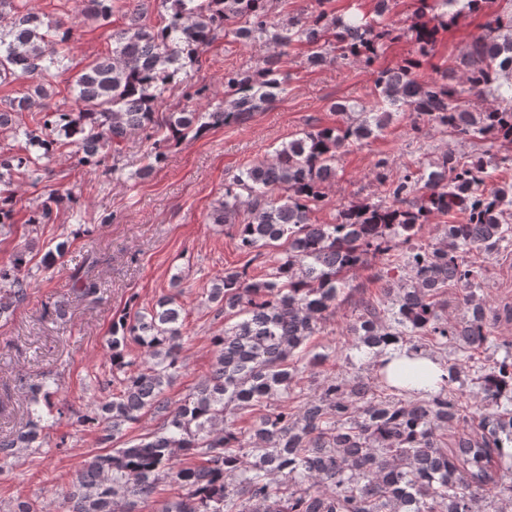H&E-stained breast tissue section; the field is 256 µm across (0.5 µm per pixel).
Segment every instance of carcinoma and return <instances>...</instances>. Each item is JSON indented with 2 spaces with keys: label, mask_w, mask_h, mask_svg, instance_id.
Masks as SVG:
<instances>
[{
  "label": "carcinoma",
  "mask_w": 512,
  "mask_h": 512,
  "mask_svg": "<svg viewBox=\"0 0 512 512\" xmlns=\"http://www.w3.org/2000/svg\"><path fill=\"white\" fill-rule=\"evenodd\" d=\"M277 2L160 0L164 13L153 25L145 0H81L83 14L99 26H110L122 10L125 23L112 29V50L72 77L75 106L50 108L49 89L38 79L64 63L74 29L44 20L27 0H0V84L35 81L23 96L0 101V131L23 142L17 152L0 149V232L16 224L14 181L51 178L45 161L62 148H73L79 165L95 170L121 155L130 134L140 133L153 140L138 171L148 178L165 163L170 144L244 123L275 101L283 91L285 48L307 46L313 66L333 51L368 66L386 40L408 34L417 55L428 57L442 27L465 9L482 10L488 0H417L405 32L380 21L390 0H376L374 19L321 9L283 25L271 20ZM228 35L263 43L270 53L254 69L225 71L220 99L199 85L185 92L179 111H161L186 65ZM418 66L409 59L377 72L374 109L334 105L345 115L343 125L282 144L271 159L245 168L225 186L212 223L234 228L238 248L248 254L277 242L287 250L271 276L251 274L245 265L224 271L209 289L208 300L237 321L211 337L212 369L192 393L177 404L165 396L184 349V309L162 297L141 310L132 296L127 312L112 323V365L124 375L109 380L110 396L83 412L57 405L49 377L29 385L28 420L0 435V461L33 448L48 420L67 412L82 430L104 432L105 440L150 412L162 418L156 431L84 460L59 492L65 512H142L164 480L185 493L161 501L157 512H485L482 503L491 497L502 503L495 512H506L512 484L503 480L500 462L512 460V343L502 358L477 366V395L487 410L478 421L452 388L464 384L466 366L450 361L439 383L416 367L400 369L393 380L384 371L376 376L378 385L336 375L288 405L301 373L300 353L335 313L349 273L367 268L377 254L387 257L377 278L403 270L410 276L391 278L387 303L360 301L359 316L347 329L352 347L377 357L391 346L455 344L475 351L492 342L490 320L499 313L487 315L478 295L482 283L467 256L512 240V183L488 186V167L512 164V14L493 17L472 39L459 57L458 81H449L446 69L421 81ZM464 94L473 103L489 97L492 103L471 110L461 104ZM405 109L463 139L490 140L507 154L465 159L449 151L429 168L395 178L381 160L376 176L387 185L383 199L342 208L334 224L315 222L340 154L378 137ZM23 112L26 123L19 121ZM78 205L71 193L51 189L25 224L34 233L54 223L61 208L74 212ZM458 212L466 223L444 225L442 242H415L431 218ZM69 247L63 238L43 263L63 259ZM30 262L24 246L0 264L1 318L29 298ZM98 262L92 251L71 274L75 298L98 294ZM448 287L461 292L460 313L453 317L440 299ZM130 341L143 349L140 365L127 358ZM246 416L254 421L243 429L239 421Z\"/></svg>",
  "instance_id": "cac0c4a2"
}]
</instances>
